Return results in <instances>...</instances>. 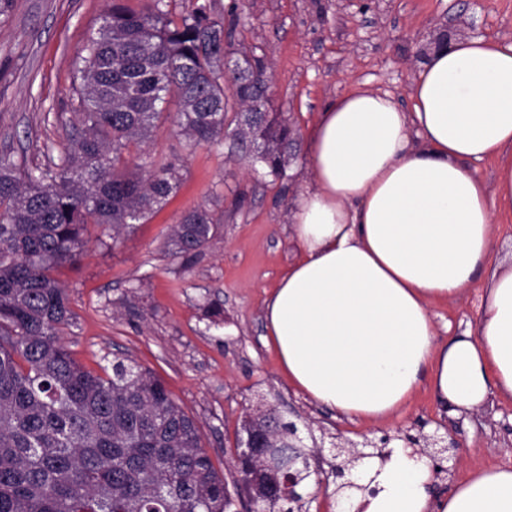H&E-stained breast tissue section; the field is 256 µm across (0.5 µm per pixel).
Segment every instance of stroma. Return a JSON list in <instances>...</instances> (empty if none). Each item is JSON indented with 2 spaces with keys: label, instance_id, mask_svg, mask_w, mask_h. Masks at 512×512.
Wrapping results in <instances>:
<instances>
[{
  "label": "stroma",
  "instance_id": "obj_1",
  "mask_svg": "<svg viewBox=\"0 0 512 512\" xmlns=\"http://www.w3.org/2000/svg\"><path fill=\"white\" fill-rule=\"evenodd\" d=\"M217 16L236 14L235 47L271 67V109L306 134L325 104L359 87L389 94L412 110L410 85L442 35L512 42V0H212ZM112 0H0V151L27 167L47 165L66 144L75 104L76 64ZM144 148L148 162L180 166L178 192L147 223L120 237L87 227L86 254L53 276L66 289L74 324L62 342L97 372L127 356L161 378L193 417L202 445L223 474L231 512H248L234 466L240 419L258 403L296 422L301 437L331 443L403 433L450 434L457 462L434 492L450 495L474 470L512 469V399L449 415L428 382L381 422L348 419L289 385L266 343L265 301L298 250L296 197L311 186L305 142L280 179L255 174L230 141L187 151L169 116V97ZM203 205L222 224L196 258L173 254L171 227ZM481 285L429 307L439 341L476 324Z\"/></svg>",
  "mask_w": 512,
  "mask_h": 512
}]
</instances>
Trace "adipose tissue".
I'll list each match as a JSON object with an SVG mask.
<instances>
[{"label": "adipose tissue", "instance_id": "ef3b65f1", "mask_svg": "<svg viewBox=\"0 0 512 512\" xmlns=\"http://www.w3.org/2000/svg\"><path fill=\"white\" fill-rule=\"evenodd\" d=\"M411 96L407 112L356 89L319 113L306 134L314 184L292 212L300 256L265 306L289 384L350 419H386L425 375L457 413L512 398V264H489L493 212H512V43L433 45ZM493 158L490 191L475 164ZM478 281L475 329L438 343L429 301ZM357 478L336 494L347 512H512V470L435 496L431 461L400 443Z\"/></svg>", "mask_w": 512, "mask_h": 512}]
</instances>
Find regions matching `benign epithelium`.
Masks as SVG:
<instances>
[{
	"label": "benign epithelium",
	"mask_w": 512,
	"mask_h": 512,
	"mask_svg": "<svg viewBox=\"0 0 512 512\" xmlns=\"http://www.w3.org/2000/svg\"><path fill=\"white\" fill-rule=\"evenodd\" d=\"M265 414L266 411L260 409L246 414L236 438V466L243 490L253 500L269 499L280 488V481L286 479L288 501L300 498L298 508H292L290 512H303L302 507L315 499L316 494L301 497L299 489L304 487L307 479L319 474V470L312 467V461L320 456L321 450L314 446L307 454H298L297 448L305 446V443L293 422L288 423L286 444L274 434L258 432L248 426V423L261 419ZM397 439L409 448L420 449V453L434 461V466L440 472L445 471V468L437 463L438 457L461 447L460 441L455 437L448 439L432 435L419 438L404 434L397 436Z\"/></svg>",
	"instance_id": "1"
}]
</instances>
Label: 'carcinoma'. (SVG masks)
I'll return each instance as SVG.
<instances>
[{
	"label": "carcinoma",
	"instance_id": "carcinoma-1",
	"mask_svg": "<svg viewBox=\"0 0 512 512\" xmlns=\"http://www.w3.org/2000/svg\"><path fill=\"white\" fill-rule=\"evenodd\" d=\"M166 7L112 0L79 62L78 127L57 162L30 170L0 152V512H231L224 476L163 380L129 358L100 375L70 357L61 336L73 314L52 276L84 254L85 225L110 224L116 238L177 191L176 165L132 172L125 158L169 95L189 147L229 134L265 174L285 173L288 122L269 111L265 63L225 49L236 19L216 18L210 0L177 18ZM218 230L194 207L171 243L195 257Z\"/></svg>",
	"mask_w": 512,
	"mask_h": 512
}]
</instances>
